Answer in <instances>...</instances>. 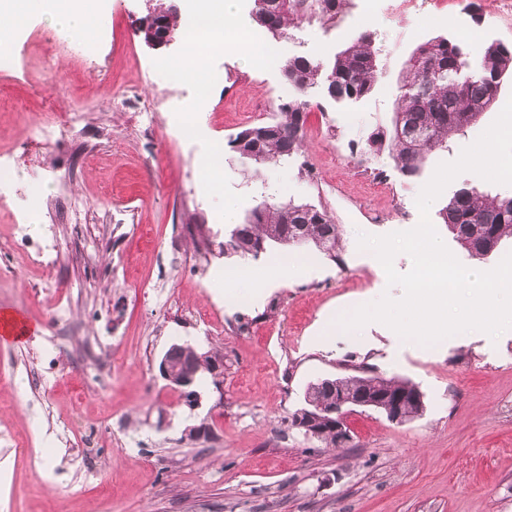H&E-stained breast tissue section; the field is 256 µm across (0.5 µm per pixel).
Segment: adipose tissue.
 Returning a JSON list of instances; mask_svg holds the SVG:
<instances>
[{
  "mask_svg": "<svg viewBox=\"0 0 512 512\" xmlns=\"http://www.w3.org/2000/svg\"><path fill=\"white\" fill-rule=\"evenodd\" d=\"M89 3L90 0H0V56L9 53L16 33L35 5L47 15L56 32L68 37L90 36L104 23L105 16L91 9ZM182 23L189 63L180 72L201 91L209 89L207 69L201 63L203 52L223 47L229 41L253 65L261 66L268 60L265 49L233 30L232 11L226 0H196Z\"/></svg>",
  "mask_w": 512,
  "mask_h": 512,
  "instance_id": "obj_1",
  "label": "adipose tissue"
}]
</instances>
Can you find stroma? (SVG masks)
Returning <instances> with one entry per match:
<instances>
[{"label":"stroma","instance_id":"stroma-1","mask_svg":"<svg viewBox=\"0 0 512 512\" xmlns=\"http://www.w3.org/2000/svg\"><path fill=\"white\" fill-rule=\"evenodd\" d=\"M419 0L413 14L396 0H349L341 21L300 25L269 39L275 55L253 68L234 47L210 52V92L174 79L182 34L161 48L138 32L147 0H106V24L85 41L59 35L31 15L0 69V157L19 159L18 195L0 204V311H18L33 329L0 344V512H512V329L498 337L469 331L437 346L402 340L372 322L342 331L338 316L377 300L398 299L377 258L359 250V233L381 236L415 227L416 197L436 166L458 157L512 97V76L473 129L431 155L420 174L403 176L388 153L370 155L369 135L390 127L405 62L421 43L465 40L512 45V14L491 0ZM369 32L381 52L373 91L337 102L310 91L302 159L254 176L231 151L230 136L269 121L295 97L281 72L288 58L333 61L349 33ZM55 57L45 60L47 46ZM57 102L50 111L43 94ZM197 128L187 141L173 131L169 103ZM151 104L152 124L140 104ZM83 112L82 127L38 149L33 127L57 112ZM224 168L201 164L214 151ZM314 175H299L300 164ZM472 173L459 175L434 202L430 220L470 269L496 266L511 244L483 259L455 242L441 211ZM82 199V223L64 221L63 196ZM324 205L339 226L340 262L317 249L280 247L255 259L278 284L236 305L224 297V268L237 256L197 253L188 225L224 231V216L244 223L262 200ZM56 232L57 261L31 264L29 252ZM74 328L61 351L48 342L58 305ZM224 354V382L197 385L189 408L158 363L173 343ZM365 364L410 380L424 396L421 416L401 424L374 410L351 414L352 439L339 448L291 428L307 386ZM206 424L190 440L186 426Z\"/></svg>","mask_w":512,"mask_h":512}]
</instances>
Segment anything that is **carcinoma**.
Listing matches in <instances>:
<instances>
[{"instance_id":"1","label":"carcinoma","mask_w":512,"mask_h":512,"mask_svg":"<svg viewBox=\"0 0 512 512\" xmlns=\"http://www.w3.org/2000/svg\"><path fill=\"white\" fill-rule=\"evenodd\" d=\"M346 0H254V23L273 38H282L305 21L318 20L334 26ZM155 18L166 29L177 31L180 21L170 7L154 8ZM380 48L372 34L349 38L333 62L296 56L282 66L285 81L298 96L278 106L272 121L247 127L229 139L228 146L241 165L259 174L266 166L288 161L304 152L305 123L311 109L308 91L323 86L335 100L360 99L373 90L377 80ZM392 131H377L367 140L370 153L388 152L397 170L406 177L417 175L428 156L448 148V141L472 127L495 99L501 80L512 76V46L491 43L470 52L461 43L445 37L419 45L405 63ZM443 222L458 245L477 259L497 251L512 239V196H491L478 183L457 190L441 212ZM202 244L215 245L210 237ZM219 253L243 259L258 258L278 246L315 247L330 260L339 259V234L333 214L324 206L308 203L262 201L251 210L245 223L224 231ZM180 372L196 371L197 378L212 374L200 362L194 346L186 345L176 361ZM350 372L308 387L304 405L293 413L290 426H306L319 432L317 440L336 447V433L323 431L325 412L336 399L364 393L382 399L413 392L410 381L385 378L368 367L350 365Z\"/></svg>"}]
</instances>
